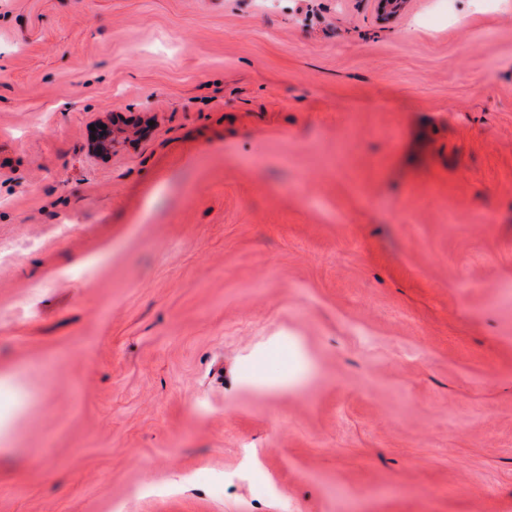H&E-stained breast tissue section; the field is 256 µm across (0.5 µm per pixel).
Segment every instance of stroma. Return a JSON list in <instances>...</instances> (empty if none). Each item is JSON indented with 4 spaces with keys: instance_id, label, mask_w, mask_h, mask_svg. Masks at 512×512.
<instances>
[{
    "instance_id": "1",
    "label": "stroma",
    "mask_w": 512,
    "mask_h": 512,
    "mask_svg": "<svg viewBox=\"0 0 512 512\" xmlns=\"http://www.w3.org/2000/svg\"><path fill=\"white\" fill-rule=\"evenodd\" d=\"M379 2L0 0V512H512V0Z\"/></svg>"
}]
</instances>
